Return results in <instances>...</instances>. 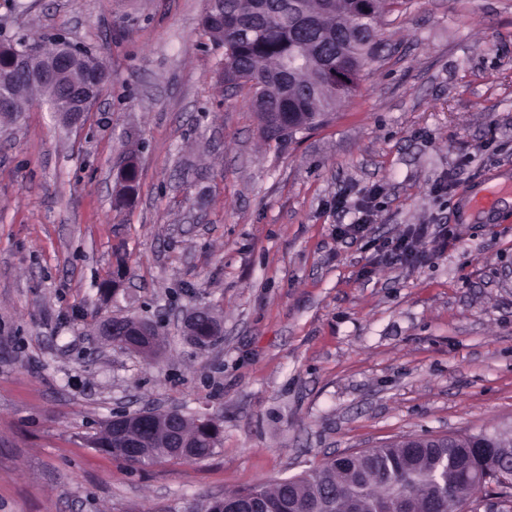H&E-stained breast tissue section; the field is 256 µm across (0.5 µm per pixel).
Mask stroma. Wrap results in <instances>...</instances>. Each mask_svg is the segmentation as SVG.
Instances as JSON below:
<instances>
[{"mask_svg":"<svg viewBox=\"0 0 512 512\" xmlns=\"http://www.w3.org/2000/svg\"><path fill=\"white\" fill-rule=\"evenodd\" d=\"M203 7L0 0V32L110 72L79 126L0 117V512H186L334 453L512 426V204L457 221L463 188L512 181V0H400L355 94L279 142L221 84ZM369 194L370 230L337 240ZM419 224L447 245L386 261ZM204 306L223 338L200 349L182 320ZM109 315L160 323L158 356L106 345ZM145 407L218 417L220 447L132 466L88 446ZM41 37H23V38H19L17 40H14V39H4V40H0V63L2 65H5L6 64V60L5 59H2V56L8 54L9 52H11L14 48L16 47H20L22 42L25 41L26 39H28V43H27V46H35V45H38L39 42L44 41L46 47L50 50V51H56L61 45H72L70 42L66 41L65 39L61 38V37H51V36H45V35H40ZM42 38V39H41ZM74 46V45H72ZM75 48H78L76 46H74Z\"/></svg>","mask_w":512,"mask_h":512,"instance_id":"stroma-1","label":"stroma"}]
</instances>
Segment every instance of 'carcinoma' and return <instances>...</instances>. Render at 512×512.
Listing matches in <instances>:
<instances>
[{"label":"carcinoma","mask_w":512,"mask_h":512,"mask_svg":"<svg viewBox=\"0 0 512 512\" xmlns=\"http://www.w3.org/2000/svg\"><path fill=\"white\" fill-rule=\"evenodd\" d=\"M358 0H223L208 8L203 31L224 49L223 81L230 87L248 86L262 133L268 140L290 135L288 112L304 117L308 112H331L353 94L364 66L378 50L382 17L398 0H371L372 11L358 22ZM356 42L349 68L354 74L340 88L323 97L313 94L319 75L342 63L339 48ZM100 449L121 457L125 448L111 440L110 426L97 433ZM461 449L404 448L402 443L366 448L350 459L345 472L324 461L313 470L247 490H230L227 497L245 503L282 497L301 506V512H346L356 494L368 504L396 485L422 501L434 490L443 496L460 495L458 510L471 506L477 512L484 487L458 490ZM496 496L512 502V452L498 453L487 464Z\"/></svg>","instance_id":"carcinoma-1"}]
</instances>
